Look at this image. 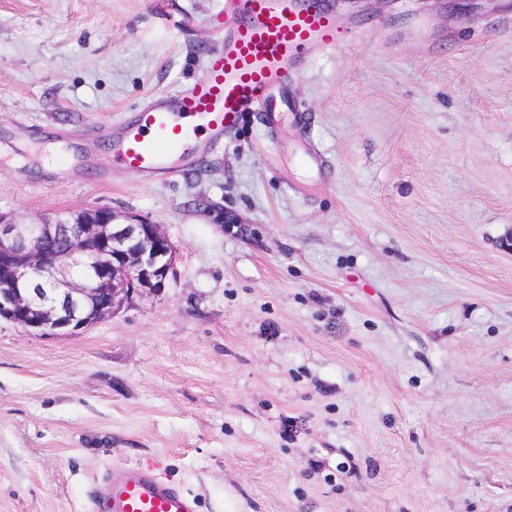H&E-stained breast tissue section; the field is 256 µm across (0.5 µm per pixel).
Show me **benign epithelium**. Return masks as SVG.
Segmentation results:
<instances>
[{
  "label": "benign epithelium",
  "mask_w": 512,
  "mask_h": 512,
  "mask_svg": "<svg viewBox=\"0 0 512 512\" xmlns=\"http://www.w3.org/2000/svg\"><path fill=\"white\" fill-rule=\"evenodd\" d=\"M174 263L163 225L127 212L90 208L36 224L0 213V319L74 335L165 287Z\"/></svg>",
  "instance_id": "1"
}]
</instances>
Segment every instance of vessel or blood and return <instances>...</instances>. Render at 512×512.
Segmentation results:
<instances>
[{
	"label": "vessel or blood",
	"instance_id": "obj_1",
	"mask_svg": "<svg viewBox=\"0 0 512 512\" xmlns=\"http://www.w3.org/2000/svg\"><path fill=\"white\" fill-rule=\"evenodd\" d=\"M345 31L321 0H224L221 47L208 59L205 78L170 92L122 124L112 161L141 176L174 174L202 132L223 135L237 127L248 107L277 119L288 104L289 81L309 47L335 49ZM280 97H273V89ZM107 512H195V502L161 474L139 466L114 468Z\"/></svg>",
	"mask_w": 512,
	"mask_h": 512
}]
</instances>
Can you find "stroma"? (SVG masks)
<instances>
[{
    "instance_id": "1",
    "label": "stroma",
    "mask_w": 512,
    "mask_h": 512,
    "mask_svg": "<svg viewBox=\"0 0 512 512\" xmlns=\"http://www.w3.org/2000/svg\"><path fill=\"white\" fill-rule=\"evenodd\" d=\"M222 3L0 0V213L129 211L176 251L76 335L0 320V512H89L125 465L198 512H512V0H337L353 35L276 128L114 166Z\"/></svg>"
}]
</instances>
